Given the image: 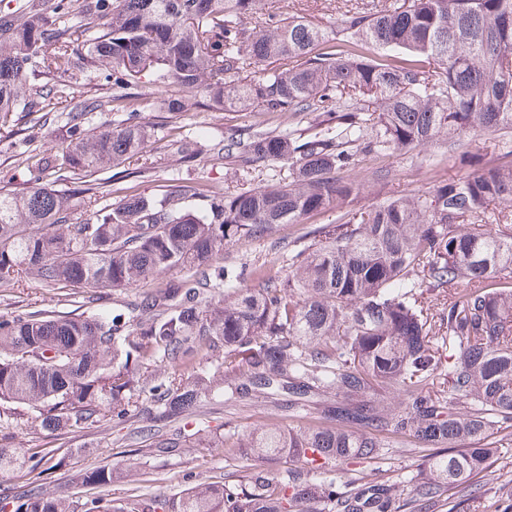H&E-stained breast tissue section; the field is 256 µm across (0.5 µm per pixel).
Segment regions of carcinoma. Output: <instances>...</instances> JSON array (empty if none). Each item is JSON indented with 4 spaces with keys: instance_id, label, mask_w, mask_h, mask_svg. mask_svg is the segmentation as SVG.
Instances as JSON below:
<instances>
[{
    "instance_id": "cac0c4a2",
    "label": "carcinoma",
    "mask_w": 512,
    "mask_h": 512,
    "mask_svg": "<svg viewBox=\"0 0 512 512\" xmlns=\"http://www.w3.org/2000/svg\"><path fill=\"white\" fill-rule=\"evenodd\" d=\"M255 0H43L0 17V121L40 112L77 50L103 81L86 84L66 113L65 190L0 191V284L32 275L49 288H127L155 280L130 313L0 316V429L8 404L38 413L46 430L79 428L134 401L153 422L192 413L210 372L146 387L145 361L205 352L224 376V400L266 399L281 409L318 406L331 428L290 426L228 433L226 448L261 460L297 461L265 491L264 471L237 485L202 482L175 512H443L455 490L462 512H480L489 492L512 512V478L491 470L493 448L512 445V0H401L392 8L340 13L339 30L302 17L258 16ZM97 25H60L64 16ZM255 17L254 26L244 19ZM404 51L423 59L412 63ZM149 91L138 92L141 79ZM199 93L190 104L180 93ZM321 112L326 126L286 135L234 125L224 158L288 165V180L212 195L204 213L177 208L196 189L129 196L72 218L74 197L92 188L79 172L139 154L147 127L84 129L89 112ZM490 131L500 146L458 181L401 193L369 208L355 202L392 180L384 165L359 180L357 158L383 159L439 140L437 161L457 158L461 137ZM334 208L340 223L308 254L291 257L288 281L244 284L224 268V243L262 239ZM172 271L181 276L160 279ZM215 288L224 303L206 304ZM395 389L393 408L369 393ZM332 393L335 400L322 397ZM499 433L486 444L485 440ZM408 436L426 448L406 487L350 477ZM34 481L56 468L29 457ZM108 466L82 469L83 485L108 487ZM13 512H166L167 501L103 507L60 495H3Z\"/></svg>"
}]
</instances>
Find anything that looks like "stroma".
Returning <instances> with one entry per match:
<instances>
[{
  "label": "stroma",
  "instance_id": "1",
  "mask_svg": "<svg viewBox=\"0 0 512 512\" xmlns=\"http://www.w3.org/2000/svg\"><path fill=\"white\" fill-rule=\"evenodd\" d=\"M329 0H257V11L274 7L278 17L302 16L323 28H333L336 13L329 9ZM72 79L63 98L51 99L50 112L45 120H36L34 114L14 113L7 124L0 125V188L23 191L34 181L51 184L52 170L44 161L60 153L59 126L65 108L74 104L83 85L96 81V74L83 67L82 54H74L68 64ZM228 115L202 109L169 114L143 112L140 123L149 126L152 134L143 151L125 163L93 174L90 178L98 205H113L130 195L154 196L189 184L197 193L184 199V207L202 212L208 209L214 188L225 193L248 190L235 166L217 159L215 144L222 139ZM241 125L271 128L282 132L303 134L317 132L314 115L281 112L268 115L261 112H242L237 116ZM191 150V161H183L182 150ZM435 146L401 152L385 158L384 163L394 173L391 182L374 187L365 194L361 206H369L400 191L424 193L450 179L470 174L467 164L434 163ZM336 211L310 215L300 224L279 225L272 238L240 239L224 246V264L246 268L252 276L272 275L286 278L287 261L269 264L268 249L271 239L277 238L304 250L320 237L325 225L336 223ZM149 286L140 283L122 290L98 289V299L87 303L84 289L49 288L33 278L20 279L14 285L0 287V316L21 311H51L58 315L71 313H123L138 302ZM222 382H214L213 390L201 397L191 417L166 422L163 433L168 438H180L179 448L169 453L146 452L140 443L147 423L138 408L128 407L123 417L106 414L88 428L48 431L40 426L35 412L25 409L6 432L9 448L28 456H45L58 464L57 469L39 484L40 492L70 496L87 502L98 498L123 502L135 496H160L177 501L181 492L201 482H237L251 459L243 453L229 455L224 448H206L190 441L195 429L206 430L213 436L238 431L261 432L277 426L294 423L322 424L318 411L311 410L297 418L270 402H228L224 399ZM394 445L385 449L376 465L360 469L365 479L374 473L396 483H407L415 476V461L419 457L418 442L394 437ZM110 466L121 472L120 480L107 488L76 484L74 475L79 470L94 466Z\"/></svg>",
  "mask_w": 512,
  "mask_h": 512
}]
</instances>
